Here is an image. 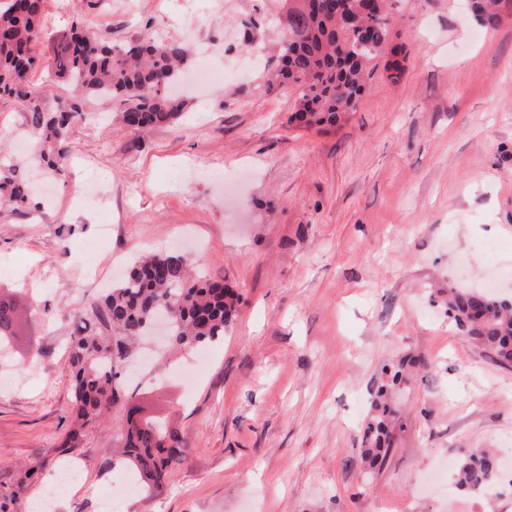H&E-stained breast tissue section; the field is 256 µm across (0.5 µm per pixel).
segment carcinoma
I'll return each mask as SVG.
<instances>
[{"mask_svg": "<svg viewBox=\"0 0 512 512\" xmlns=\"http://www.w3.org/2000/svg\"><path fill=\"white\" fill-rule=\"evenodd\" d=\"M0 0V104L14 103L25 112L26 125L41 146L39 163L60 169L73 123L83 115L89 97L115 99L123 105L124 125L140 134L180 117L185 101L169 94L190 65L186 43L140 40L117 46L74 28L59 44L53 61L55 76L70 88L55 110L46 108L44 93L30 81L35 68L34 42L41 34L44 0ZM479 25L497 28L512 0H469ZM279 25L284 30L269 68L272 80H283L298 91L292 119L313 128L336 126L345 112L356 109L371 62L389 46L392 29L389 0L364 17L362 28L336 27L334 11L317 0H289ZM31 192L23 167L0 162V210L21 212ZM238 300L221 282L190 283L186 258L177 253L140 256L125 280L91 304L89 316L73 336L70 363L74 369L70 428L62 452L80 447L94 423L113 417L121 431L119 446L105 450L111 467H127L145 491L158 485L187 459L179 431L159 420H142L131 405L134 393L125 384L122 364L132 357L142 336L158 316L170 324L180 347H194L224 335ZM448 318L464 337L504 368H512V300L479 291H448ZM17 304L0 297V350L17 336ZM387 382L378 390L377 414L368 424L363 463L372 471L383 467L391 446L390 410L384 402L397 385L404 364L382 369ZM47 460L0 479V512H19L27 491L44 476ZM496 457L476 450L456 464L455 480L463 491L478 493L494 485Z\"/></svg>", "mask_w": 512, "mask_h": 512, "instance_id": "obj_1", "label": "carcinoma"}]
</instances>
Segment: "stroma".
<instances>
[{
  "label": "stroma",
  "mask_w": 512,
  "mask_h": 512,
  "mask_svg": "<svg viewBox=\"0 0 512 512\" xmlns=\"http://www.w3.org/2000/svg\"><path fill=\"white\" fill-rule=\"evenodd\" d=\"M286 0H45L30 80L55 108L58 41L78 25L123 44L207 42L245 63L176 123L134 142L117 102L94 99L61 173L31 207L0 211V292L26 325L0 355V473L49 455L69 425L67 346L89 305L147 250L175 248L240 297L223 338L158 356L140 378L146 415L178 427L186 463L117 512H512V475L486 499L427 482L476 448L512 456V369L456 330L449 289L512 298V15L486 30L466 0H392L395 35L356 111L291 123L297 90L270 84ZM258 18L251 50L225 24ZM95 184L100 199L84 200ZM392 450L361 462L384 366ZM92 428L57 512H100L125 476Z\"/></svg>",
  "instance_id": "1"
}]
</instances>
